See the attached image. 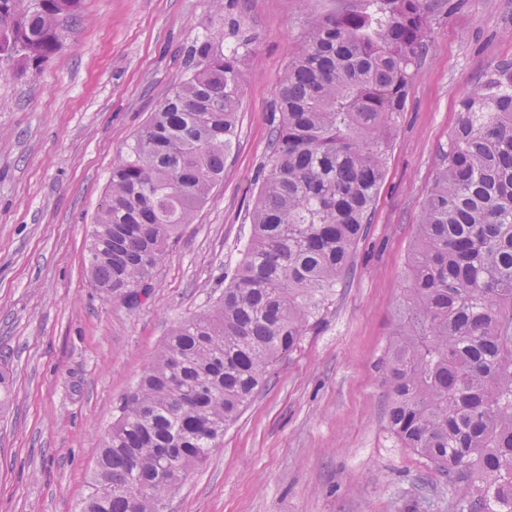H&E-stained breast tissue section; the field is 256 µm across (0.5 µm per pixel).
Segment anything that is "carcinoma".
<instances>
[{"label": "carcinoma", "instance_id": "cac0c4a2", "mask_svg": "<svg viewBox=\"0 0 512 512\" xmlns=\"http://www.w3.org/2000/svg\"><path fill=\"white\" fill-rule=\"evenodd\" d=\"M82 0H0V59L38 71ZM431 33L426 0L312 15L276 86L252 234L212 308L178 322L100 440L78 512H160L220 447L342 283ZM224 30L112 165L87 246L95 287L133 299L224 177L243 94ZM424 200L384 362L391 433L448 481V512H512V62L458 101Z\"/></svg>", "mask_w": 512, "mask_h": 512}]
</instances>
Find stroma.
I'll return each mask as SVG.
<instances>
[{"label": "stroma", "mask_w": 512, "mask_h": 512, "mask_svg": "<svg viewBox=\"0 0 512 512\" xmlns=\"http://www.w3.org/2000/svg\"><path fill=\"white\" fill-rule=\"evenodd\" d=\"M364 3L83 0L39 72L0 60V512H77L122 398L241 260L276 82L308 17ZM236 19L252 45L224 179L147 293L107 295L84 257L112 164L181 81L190 40ZM430 25L348 277L162 512H448L445 479L388 429L382 361L457 101L512 61V0H438Z\"/></svg>", "instance_id": "35a3bbf8"}]
</instances>
